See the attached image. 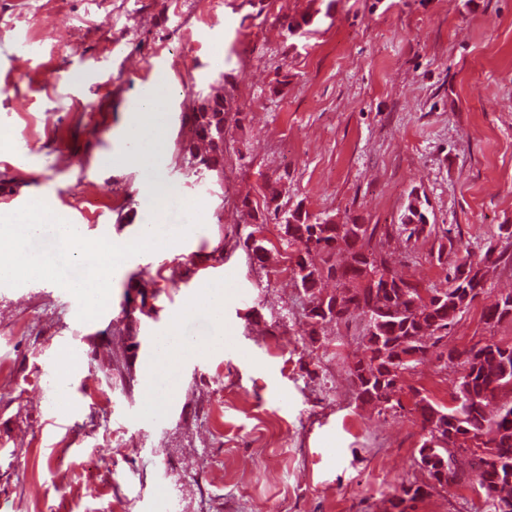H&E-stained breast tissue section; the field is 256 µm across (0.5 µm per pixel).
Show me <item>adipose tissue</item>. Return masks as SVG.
<instances>
[{
  "mask_svg": "<svg viewBox=\"0 0 512 512\" xmlns=\"http://www.w3.org/2000/svg\"><path fill=\"white\" fill-rule=\"evenodd\" d=\"M168 97V89L160 86L151 85L142 91L124 131L126 140L132 145L131 150L122 155L125 163L148 168L163 150L158 121L166 110Z\"/></svg>",
  "mask_w": 512,
  "mask_h": 512,
  "instance_id": "ef3b65f1",
  "label": "adipose tissue"
}]
</instances>
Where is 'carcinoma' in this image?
I'll return each mask as SVG.
<instances>
[{
  "instance_id": "1",
  "label": "carcinoma",
  "mask_w": 512,
  "mask_h": 512,
  "mask_svg": "<svg viewBox=\"0 0 512 512\" xmlns=\"http://www.w3.org/2000/svg\"><path fill=\"white\" fill-rule=\"evenodd\" d=\"M286 38L301 29L310 32L313 17L280 20ZM192 111L182 114L189 135L179 142L178 157L194 174L224 173L227 147L224 95L198 96ZM282 190L268 184L262 201L242 200L247 216L255 221L243 246L262 263L276 246L284 248L285 262L301 307L302 336L320 348L327 344L325 329L336 335L360 322L358 339L363 354L347 362L355 399L377 414L401 407L403 377L416 370L447 339L477 297L490 293L489 272L503 261L504 252L490 246L474 257L461 252L448 230L423 222L417 201L409 203L401 224H338L328 216L279 203ZM278 226V243L262 236L268 216ZM406 240L423 237L438 242L436 260L446 269L444 279L427 288L395 272L385 251L392 232ZM334 282L326 291L324 284ZM512 321V292L500 296L483 312L485 334L470 346L440 352V371L459 369L451 382L450 403L440 404L414 390V411L421 439L415 462L425 480L403 482L386 500L385 512H408L409 502L440 493L450 486H467L483 500L486 512H512V343L494 339L502 322ZM137 330L124 325L118 340L107 341L99 364L107 385L119 378L129 390L137 355Z\"/></svg>"
}]
</instances>
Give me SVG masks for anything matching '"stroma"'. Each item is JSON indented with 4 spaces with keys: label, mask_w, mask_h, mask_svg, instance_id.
Returning <instances> with one entry per match:
<instances>
[{
    "label": "stroma",
    "mask_w": 512,
    "mask_h": 512,
    "mask_svg": "<svg viewBox=\"0 0 512 512\" xmlns=\"http://www.w3.org/2000/svg\"><path fill=\"white\" fill-rule=\"evenodd\" d=\"M0 0V214L44 200L83 237L130 242L157 200L202 201V223L128 259L96 320L47 281L0 285V355L14 380L0 396V512H383L414 479L420 441L413 389L448 402L435 355L405 375L402 406L354 400L346 358L358 338L314 349L283 266L251 263L244 195L284 180L281 203L337 223L395 224L412 199L473 255L505 249L512 227V0ZM330 9L297 47L278 16ZM34 62L11 69L22 50ZM79 80H71V73ZM170 88L166 148L152 169L115 160L149 84ZM223 83L221 185L176 158L186 98ZM25 100L24 111L12 102ZM90 171L62 169L61 150ZM432 241L386 244L397 272L444 278ZM146 281L140 375L156 340L177 330L206 345L142 389L106 385L91 359L120 325L130 284ZM224 290L222 318L205 299ZM75 360L67 381L57 371Z\"/></svg>",
    "instance_id": "obj_1"
}]
</instances>
